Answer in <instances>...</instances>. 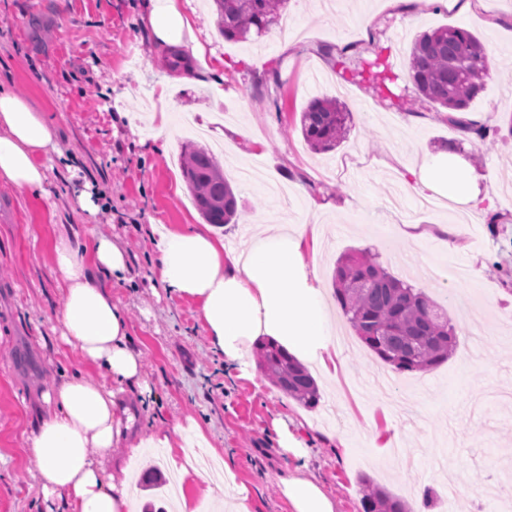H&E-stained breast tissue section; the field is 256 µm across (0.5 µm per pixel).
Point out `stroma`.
Listing matches in <instances>:
<instances>
[{"instance_id": "35a3bbf8", "label": "stroma", "mask_w": 512, "mask_h": 512, "mask_svg": "<svg viewBox=\"0 0 512 512\" xmlns=\"http://www.w3.org/2000/svg\"><path fill=\"white\" fill-rule=\"evenodd\" d=\"M288 0L281 24L248 41H227L208 0H191L194 34L206 62H231L221 89L173 81L159 49L137 21L139 0H0V84L54 123L59 155L45 194L0 182V512H44L38 463L27 439L43 411L42 392L83 369L61 343L55 318L63 282L54 262L59 235H102L124 248L131 283L103 276L127 310L129 344L142 355L152 395L126 388L141 407L142 436L196 419L221 448L230 480L187 478L195 501L217 506L236 486L249 512H289L277 482L287 460L275 452L274 419L309 449L308 473L338 503L362 512L360 476L407 502L431 491V512H471L448 487L468 483L486 512H500L492 477L512 467V0H474L468 11L426 0ZM442 26L476 35L495 73L468 111L490 129L470 142L446 111L416 93L408 71L414 40ZM332 47L325 56L324 47ZM381 58L395 81L380 91L365 68ZM277 68L278 79L265 78ZM334 97L351 114L336 149L316 153L300 114L316 97ZM210 148L238 200L237 223L212 228L225 250L247 246L254 221L318 225L323 240L306 259L332 290L337 259L378 254L393 275L421 290L452 320L457 348L425 373H397L359 340L344 315L337 380L312 368L321 394L308 409L264 375L235 378L213 350L196 301L168 294L154 265L153 225L178 230L202 218L181 174V145ZM468 144L483 171L489 214L420 208L398 171L420 164L447 141ZM92 194L96 213L78 198ZM431 226L416 242L405 222ZM463 246L451 254L440 225Z\"/></svg>"}]
</instances>
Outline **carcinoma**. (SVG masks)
Instances as JSON below:
<instances>
[{
    "label": "carcinoma",
    "instance_id": "carcinoma-1",
    "mask_svg": "<svg viewBox=\"0 0 512 512\" xmlns=\"http://www.w3.org/2000/svg\"><path fill=\"white\" fill-rule=\"evenodd\" d=\"M287 0H214L224 39L245 41L279 20ZM416 92L448 111L461 112L489 77L483 43L464 28L440 27L420 35L409 56ZM349 114L333 99H312L300 116V132L314 151H329L347 134ZM183 174L195 206L208 224L237 217V199L214 154L187 143ZM335 296L361 342L399 373L426 372L447 361L457 346L454 326L424 292L392 275L368 251L342 255L334 271ZM258 366L274 387L307 409L320 394L308 369L269 340L256 347ZM363 512H411L409 504L361 478Z\"/></svg>",
    "mask_w": 512,
    "mask_h": 512
}]
</instances>
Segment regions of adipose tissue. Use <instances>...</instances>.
<instances>
[{"label":"adipose tissue","mask_w":512,"mask_h":512,"mask_svg":"<svg viewBox=\"0 0 512 512\" xmlns=\"http://www.w3.org/2000/svg\"><path fill=\"white\" fill-rule=\"evenodd\" d=\"M139 19L164 52L177 50L188 59L179 80L195 79L193 63L204 48L194 36L191 15L177 0H142ZM56 140L44 113L0 89V181L20 190H42L46 174L41 159L55 150ZM488 179L460 153L443 147L407 170L402 185L412 195L474 209L482 202L480 185ZM307 231L304 225L272 233L262 228L239 253L225 251L205 226L159 233L155 267L161 284L198 303L211 344L226 366L247 370L251 347L267 337L335 375L340 353L319 275L305 261ZM54 258L64 283L57 312L60 339L79 350L85 365L103 378L96 381L78 372L43 394L45 413L28 438L40 464L42 496L63 512H136L130 462L140 460L145 449L168 448L172 441L166 433L142 437L131 405L118 391L124 384L150 390L142 378V357L129 345L124 308L96 277L101 271L126 279V254L103 237L78 248L62 235ZM275 431L280 451L295 462L278 480L290 512H337L335 498L305 472L304 441L285 422H276ZM119 445L125 457H113Z\"/></svg>","instance_id":"ef3b65f1"}]
</instances>
